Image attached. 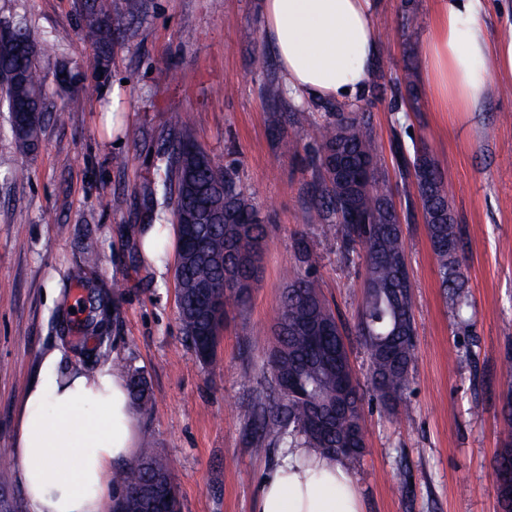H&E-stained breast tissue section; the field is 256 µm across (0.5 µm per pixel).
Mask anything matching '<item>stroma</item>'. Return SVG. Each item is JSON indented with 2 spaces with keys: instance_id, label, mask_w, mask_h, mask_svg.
I'll list each match as a JSON object with an SVG mask.
<instances>
[{
  "instance_id": "obj_1",
  "label": "stroma",
  "mask_w": 512,
  "mask_h": 512,
  "mask_svg": "<svg viewBox=\"0 0 512 512\" xmlns=\"http://www.w3.org/2000/svg\"><path fill=\"white\" fill-rule=\"evenodd\" d=\"M435 2L415 0L409 16L402 0H374V82L382 91L354 106L373 129L413 283L411 389L391 408L373 392L358 333L364 264L343 257L339 234H323L312 208V127L326 114L270 124L269 91L282 78L264 38L262 0H146L104 75L83 39L79 0H0V21L27 23L38 40L48 111L38 148L24 156L0 99L1 488L22 493L11 453L24 388L58 351L86 368L114 361L145 377L153 406L141 415L142 435L170 462L181 512H256L258 482L284 450L254 451L244 408L263 388L285 276L301 270L302 239L320 257L314 276L365 398L367 451L351 467L365 512H501L493 462L504 445L502 397L512 386L502 373L512 352V82L479 112L438 111L421 85L413 106L394 104L389 88L406 60L423 64ZM64 67L89 87L80 109L63 106ZM175 112L253 196L266 231L252 300L228 314L216 375L185 339L174 269L157 275L135 243L141 225L174 221V196L150 199L145 190L164 178ZM284 139L296 141L297 152L284 151ZM420 142L440 164L463 240L471 307L461 319L440 285L416 186L399 163ZM89 240L99 263L80 281ZM92 294L111 309L102 340L77 326L75 310Z\"/></svg>"
}]
</instances>
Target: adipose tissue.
Here are the masks:
<instances>
[{"mask_svg":"<svg viewBox=\"0 0 512 512\" xmlns=\"http://www.w3.org/2000/svg\"><path fill=\"white\" fill-rule=\"evenodd\" d=\"M264 34L296 100L356 103L377 72L372 0H264ZM429 96L445 112H478L494 76L512 78V33L490 37L484 0H437L423 50ZM137 248L157 272L178 251L172 224L144 226ZM141 419L119 366L60 368L45 357L27 386L13 438L16 477L32 512H112L109 477L135 455ZM257 512H363L344 462L288 449L257 489Z\"/></svg>","mask_w":512,"mask_h":512,"instance_id":"obj_1","label":"adipose tissue"}]
</instances>
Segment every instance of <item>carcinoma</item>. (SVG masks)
<instances>
[{"instance_id":"obj_1","label":"carcinoma","mask_w":512,"mask_h":512,"mask_svg":"<svg viewBox=\"0 0 512 512\" xmlns=\"http://www.w3.org/2000/svg\"><path fill=\"white\" fill-rule=\"evenodd\" d=\"M80 7L85 38L97 47L96 64L105 71L113 47L128 37V21L144 13L145 0H82ZM0 76L4 77L0 88L5 90L16 148L30 154L45 124L37 52L1 47ZM397 92L405 93L408 100L415 96V69L410 62L397 80ZM326 109L335 119L315 127L318 148L310 160L313 208L323 233L340 229L345 258L364 261L365 301L359 332L369 352L374 391L380 401L393 406L409 388L415 359L413 285L405 241L391 195L380 186L378 176L369 183L336 176L340 157L375 163L377 148L370 124L342 105L329 104ZM170 123L177 133L166 157L162 191L175 189L179 215L191 221L194 234L205 242L202 252L180 253L176 275L179 317L197 359L214 373L224 322L209 318L198 300V289L217 286L224 290L225 305L246 304L249 293L235 291L233 282L253 274L242 260L258 254L265 228L252 196L195 142L184 117L176 113ZM405 165L415 179L441 287L451 293L461 311L469 302L461 292L460 238L441 167L424 144ZM296 250L305 272L287 282L281 296L276 346L268 361L270 394L245 409L252 445L262 452L279 444L319 448L349 466L365 450L357 424L363 395L354 381L339 323L310 276L316 256L302 239ZM325 324L332 326V335L311 341L312 329ZM286 380L292 383L288 392ZM129 385L135 404L149 409L152 401L143 378L133 374ZM501 415L506 443L494 461L493 475L502 512H512V393L505 398ZM350 441L354 442L350 452H337ZM171 477L167 461L147 448L130 466L112 474L115 502L122 512H144L150 489Z\"/></svg>"}]
</instances>
